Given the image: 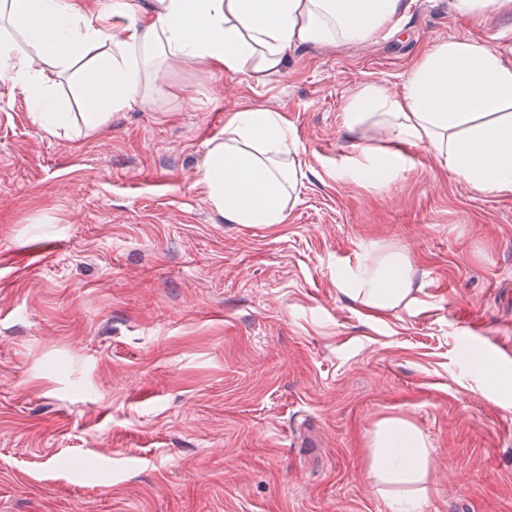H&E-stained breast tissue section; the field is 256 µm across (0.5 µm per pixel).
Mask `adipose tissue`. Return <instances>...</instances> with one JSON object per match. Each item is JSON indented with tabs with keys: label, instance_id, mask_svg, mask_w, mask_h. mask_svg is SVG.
<instances>
[{
	"label": "adipose tissue",
	"instance_id": "ef3b65f1",
	"mask_svg": "<svg viewBox=\"0 0 512 512\" xmlns=\"http://www.w3.org/2000/svg\"><path fill=\"white\" fill-rule=\"evenodd\" d=\"M406 7L405 0H152L145 13L123 6L125 35L116 40L103 17L72 0H0V79L25 96L41 130L60 135L71 117L57 108L43 67L80 63L84 125L95 133L114 111L159 94L157 57L258 80L282 67L291 46L364 39ZM342 121L351 132L378 126L385 143H354L338 177L389 182L404 171L410 151L422 149L475 192L512 194V55L505 51L467 38L443 43L413 68L401 91L362 85ZM301 177L284 116L242 110L209 149L201 181L226 222L279 224ZM336 285L365 310L386 314L412 302L413 266L389 251L373 266L338 270ZM430 466L429 444L412 423L376 424L367 471L402 512H420Z\"/></svg>",
	"mask_w": 512,
	"mask_h": 512
}]
</instances>
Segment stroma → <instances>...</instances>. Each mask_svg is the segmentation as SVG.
Wrapping results in <instances>:
<instances>
[{"label":"stroma","instance_id":"stroma-1","mask_svg":"<svg viewBox=\"0 0 512 512\" xmlns=\"http://www.w3.org/2000/svg\"><path fill=\"white\" fill-rule=\"evenodd\" d=\"M369 38L291 46L260 81L165 61L163 92L84 132L75 77L52 136L0 84V512H393L367 475L384 418L432 448L421 512H512V196L413 152L341 179V112L402 89L431 48H512V13L410 0ZM290 123L304 172L280 224H229L201 171L227 118ZM397 250L414 303L373 315L336 272Z\"/></svg>","mask_w":512,"mask_h":512}]
</instances>
